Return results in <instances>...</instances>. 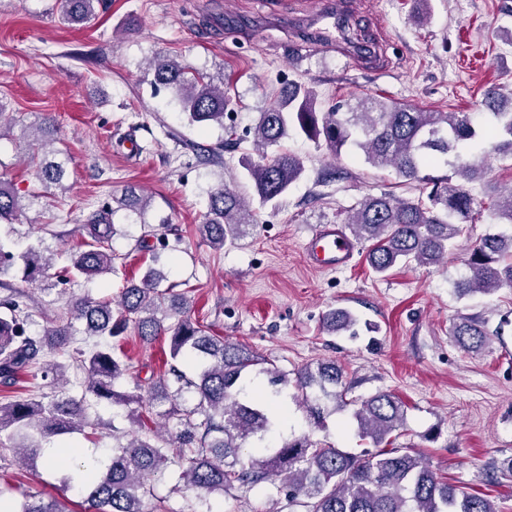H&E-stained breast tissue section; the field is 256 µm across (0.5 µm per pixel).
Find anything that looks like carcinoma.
I'll return each mask as SVG.
<instances>
[{
  "mask_svg": "<svg viewBox=\"0 0 512 512\" xmlns=\"http://www.w3.org/2000/svg\"><path fill=\"white\" fill-rule=\"evenodd\" d=\"M102 4L103 0H64L61 18L67 24L86 25ZM150 69L155 83L176 89L190 123L224 125L231 99L211 77L169 57L156 58ZM485 98L487 112L423 110L374 97L359 98L353 105L336 103L322 112L316 90L292 82L259 113L253 142L265 152L256 160L243 158V168L259 204L276 203L302 178L305 166L294 154H268L266 149L297 131L325 146L335 158L352 150L372 168H391L405 181L429 185L424 199L389 192L368 195L349 210L344 223L356 240L367 245L366 261L378 275L400 264H436L453 254L455 241L482 208L469 185L482 180L486 169L464 160L463 151L487 146L496 157L512 160V103L504 104L495 87L486 91ZM49 131L45 121L22 128L47 148L37 171L46 186L61 184L65 176L57 150L45 139ZM438 165L448 167L450 174L428 173ZM116 203L79 225L82 248L71 255L66 273L92 278L114 271L115 210H127L143 222L151 206L133 189ZM491 207L512 223V186L493 197ZM22 214L23 205L13 187L0 181V220L11 222ZM255 224V209L236 192L220 188L209 196L199 232L213 249L222 250L238 244ZM18 259L28 282L51 278L54 254L33 244L16 254L0 243L1 274ZM164 280L159 270L150 267L139 281H126L115 311L109 300L77 298L70 302V320H51L41 334L28 330L37 313L31 296L0 282L6 291L0 296V385L11 387L21 373L34 368L52 375L57 385L64 367L50 355L72 343L77 335L74 324L82 325L84 335L97 338L92 349L77 348L70 355L86 373L81 397L63 390L0 402V437L13 442L15 455L34 460L44 456L43 442L83 433L88 427V393L114 403H140L145 398L155 416L175 422L183 449L175 456L151 437L133 434L127 442L113 444L105 459L88 463L79 477L64 475L62 486L77 489L85 512H143L149 481L171 465L181 468L182 489L200 500L277 480L288 504L302 512H501L487 496L438 477L414 449L391 447L393 433L404 422V403L390 391L351 396L352 388L334 361L297 370L292 398L317 428L337 408L353 407L357 436L371 447L349 452L308 434L272 442L275 428L285 422L278 412L279 394L255 398L247 395L246 387L261 374L286 384L287 375L267 366L269 360L250 347L227 342L192 321L191 297L175 292L172 285L161 288ZM504 286H512V233L486 234L470 250L467 273L455 281L454 289L465 296L492 293ZM354 325L355 319L345 309L326 315V327L333 333ZM130 326L146 341L169 336L168 370L162 377L142 379L132 365L115 356L112 340ZM452 336L467 352H480L489 342L482 323L471 317L455 322ZM125 376L133 379L134 390L120 393L115 386ZM0 512L68 510L51 496H26L21 502L0 496Z\"/></svg>",
  "mask_w": 512,
  "mask_h": 512,
  "instance_id": "obj_1",
  "label": "carcinoma"
}]
</instances>
